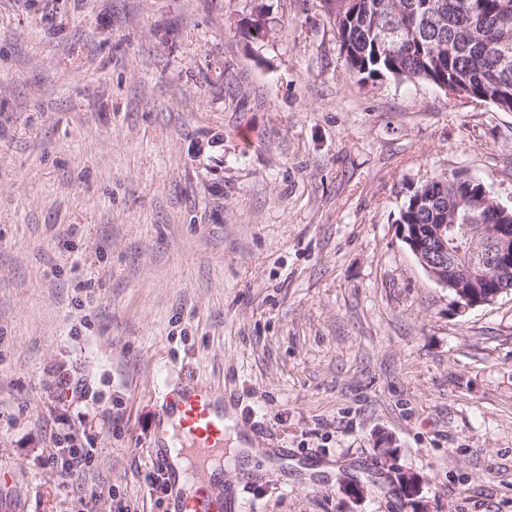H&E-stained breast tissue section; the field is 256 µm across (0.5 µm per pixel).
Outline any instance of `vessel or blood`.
<instances>
[{
	"label": "vessel or blood",
	"mask_w": 512,
	"mask_h": 512,
	"mask_svg": "<svg viewBox=\"0 0 512 512\" xmlns=\"http://www.w3.org/2000/svg\"><path fill=\"white\" fill-rule=\"evenodd\" d=\"M224 422V393L211 382L198 380L177 387L165 384L158 390L155 439L160 447L152 459L164 479L174 512H227L228 505L218 491L224 461L216 456L224 447ZM173 430L182 435L186 455L198 466L214 468L188 493L178 488L183 471L176 468L175 457L165 446Z\"/></svg>",
	"instance_id": "vessel-or-blood-1"
}]
</instances>
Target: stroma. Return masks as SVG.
<instances>
[{
    "label": "stroma",
    "mask_w": 512,
    "mask_h": 512,
    "mask_svg": "<svg viewBox=\"0 0 512 512\" xmlns=\"http://www.w3.org/2000/svg\"><path fill=\"white\" fill-rule=\"evenodd\" d=\"M459 170L512 207V112L350 76L323 0H0V503L168 512V377L272 453L235 512H512V293L458 311L397 224ZM72 440V437L68 433H65L63 435L60 434L56 442L57 444L67 443L66 446L62 445L60 446L61 448H59V451L64 452L63 456H67V459L63 457L60 470L58 471L60 476L65 479L74 476L86 467L90 463L93 453L92 449L78 448L75 445H69L68 443Z\"/></svg>",
    "instance_id": "1"
}]
</instances>
